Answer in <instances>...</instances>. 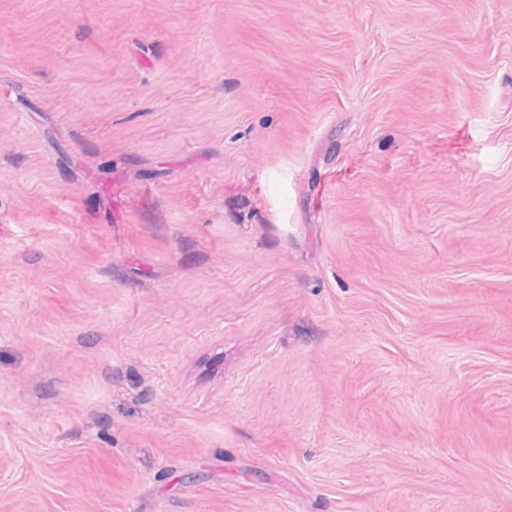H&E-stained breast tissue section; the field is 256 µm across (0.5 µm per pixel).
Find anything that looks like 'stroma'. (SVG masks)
I'll return each mask as SVG.
<instances>
[{
	"mask_svg": "<svg viewBox=\"0 0 512 512\" xmlns=\"http://www.w3.org/2000/svg\"><path fill=\"white\" fill-rule=\"evenodd\" d=\"M0 512H512V0H0Z\"/></svg>",
	"mask_w": 512,
	"mask_h": 512,
	"instance_id": "35a3bbf8",
	"label": "stroma"
}]
</instances>
